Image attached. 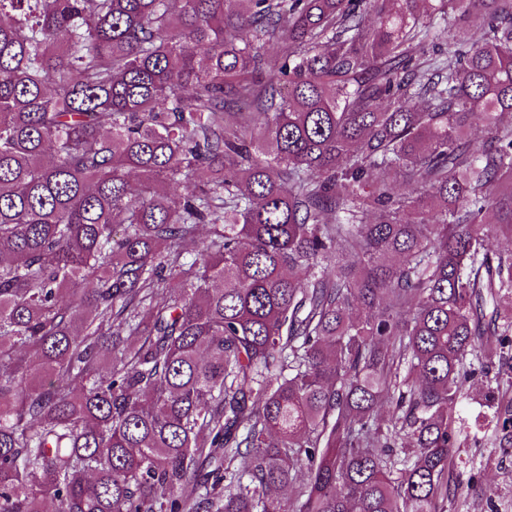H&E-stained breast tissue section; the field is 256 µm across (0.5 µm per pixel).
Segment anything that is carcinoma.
Listing matches in <instances>:
<instances>
[{
  "mask_svg": "<svg viewBox=\"0 0 512 512\" xmlns=\"http://www.w3.org/2000/svg\"><path fill=\"white\" fill-rule=\"evenodd\" d=\"M428 2L0 0V512L458 505L512 0Z\"/></svg>",
  "mask_w": 512,
  "mask_h": 512,
  "instance_id": "obj_1",
  "label": "carcinoma"
}]
</instances>
